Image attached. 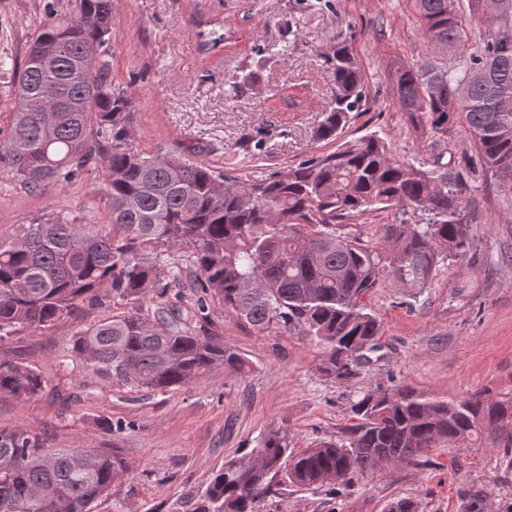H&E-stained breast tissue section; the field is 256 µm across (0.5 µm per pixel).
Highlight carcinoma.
<instances>
[{
    "label": "carcinoma",
    "mask_w": 512,
    "mask_h": 512,
    "mask_svg": "<svg viewBox=\"0 0 512 512\" xmlns=\"http://www.w3.org/2000/svg\"><path fill=\"white\" fill-rule=\"evenodd\" d=\"M428 47L395 71L399 109L418 129L448 136L462 122L480 165L512 194V0H470L484 27L467 44L459 0H416ZM112 0H69L45 13L23 63L0 54L13 108L0 129V171L31 192L78 183L101 168L109 222L91 212L46 213L0 236V346L23 330L47 331L87 307L122 310L68 340V356L108 388L166 393L218 368L249 362L224 344L211 310L258 332L307 336L324 349L320 372L357 377L379 351L381 323L367 299L390 286L416 298L446 262L473 249L463 223V183L446 166L414 168L383 138L367 135L259 178L229 177L182 153L145 151L134 137L132 94L108 78ZM224 23L199 33L205 59L224 45ZM269 61L259 46L228 83H253ZM334 94L315 129L336 142L368 94L352 41L325 57ZM412 210L425 224H384L379 240L347 229L380 209ZM35 367L0 358V395L39 397ZM343 435L300 450L273 424L256 446L213 471L192 512H257L279 476L301 489L351 485L395 464L418 467L432 448H477L496 433L500 481L512 474V397L482 393L436 401L406 383L378 382L349 401ZM123 470L99 448H47L36 436L0 428V512H92ZM384 512H419L411 498ZM457 512H512V498L472 482Z\"/></svg>",
    "instance_id": "obj_1"
}]
</instances>
